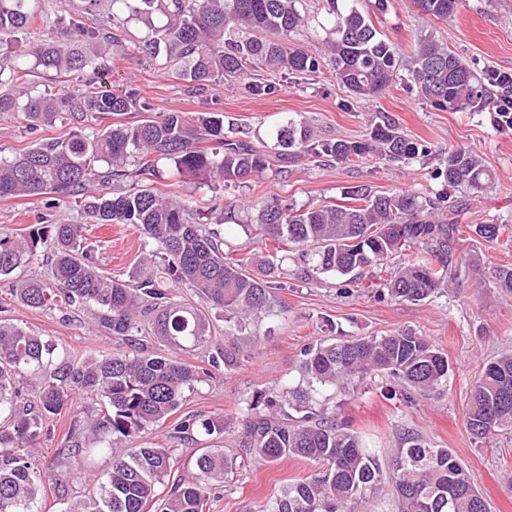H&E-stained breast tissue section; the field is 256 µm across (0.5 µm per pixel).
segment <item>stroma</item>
Listing matches in <instances>:
<instances>
[{"mask_svg":"<svg viewBox=\"0 0 512 512\" xmlns=\"http://www.w3.org/2000/svg\"><path fill=\"white\" fill-rule=\"evenodd\" d=\"M375 25L385 38L404 48L416 32L429 30L465 58L512 70V0H464L445 21L419 15L413 0H388L387 12ZM265 79L274 84V93L253 96L250 81ZM132 87L160 112H223L225 120L245 125L257 145L267 141L271 124L286 114L306 117L320 137L353 140L365 134L376 114L383 113L405 134L425 140L430 149L429 155L407 164H319L300 159L286 176L270 170L216 191L184 184L183 194L201 210L212 207L218 197L256 201L278 196L300 205L318 200L337 203L347 188L356 186L375 194L412 188L431 197L442 190L434 174L444 152L464 146L484 158L492 177L480 192H455V199L464 205L463 223H512V129L501 126L496 113L437 111L398 83L376 100H359L339 85L327 66L297 84L259 70L247 78L216 81L198 94L185 83L170 80L154 62L115 53L110 88L121 94ZM86 235L96 247L104 274H128L140 253L135 228L92 224ZM462 249L465 259L455 279L417 304L365 292L340 294L336 277L318 273L298 277L297 255L289 253L268 312L230 330L222 317H214V341L239 348L241 363L203 377L186 392L179 415H223L227 428L222 446L226 453L236 452L243 399L260 390L278 391L281 383L296 378L304 347L332 338L385 336L409 329L430 338L448 357L451 372L440 397L409 403L388 396L391 380L378 376L335 398L318 396L317 409L373 441L387 456L406 430L419 433L430 447L450 449L474 474L491 512H512V431L481 440L465 424L472 386L483 364L497 355L512 354V292L498 288L491 276L494 267L512 266V236L504 234L491 242L476 236ZM6 317L44 340L80 353L127 349L121 340L93 328L89 307L60 312L14 303ZM317 471L316 464L298 458L275 463L245 458L232 481L212 490L205 512H253L287 480Z\"/></svg>","mask_w":512,"mask_h":512,"instance_id":"obj_1","label":"stroma"}]
</instances>
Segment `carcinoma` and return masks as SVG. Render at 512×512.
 <instances>
[{
	"label": "carcinoma",
	"mask_w": 512,
	"mask_h": 512,
	"mask_svg": "<svg viewBox=\"0 0 512 512\" xmlns=\"http://www.w3.org/2000/svg\"><path fill=\"white\" fill-rule=\"evenodd\" d=\"M45 0H0V46L12 54L0 61V114L22 117L26 131L70 127L65 138H38L22 152L0 157V198L48 196L46 208L72 201L83 206L86 224H127L146 238L138 261L125 278L96 265L95 247L85 224L59 219L30 225L25 232L0 227V278L11 279L14 301L31 308L68 310L97 307L94 326L129 344L131 350L84 354L52 345L25 328L0 320V512H37L45 484L62 490L61 512H204L212 482L225 481L237 457L219 446L222 416H186L172 426L175 437L200 434L209 445L197 449L194 470L160 486L177 462L172 448L142 441L181 407L184 392L210 372L149 347L160 340L180 351L209 343L208 311H224L229 321L257 317L271 307L272 278L288 250L298 251L299 275L313 271L342 278L341 289L364 288L379 298L422 302L451 279L449 261L471 228L498 239L503 224H459L458 188L481 191L491 174L483 158L466 147L448 149L436 178L448 191L426 198L414 189L374 195L362 187L346 192L348 204L326 200L297 205L285 200L239 206L215 204L204 213L175 192L170 180H191L209 188L307 157L353 165L405 162L429 148L388 118L369 124L357 140H323L305 118L282 117L272 126V145L255 146L247 132L224 122L222 112H158L131 88L122 96L107 89L114 51L160 62L167 76L195 83L270 71L294 78L320 70L332 74L350 94L371 99L401 81L429 106L444 112H495L512 126V71L478 66L428 33L405 52L385 39L363 11L339 10L326 0L323 55L293 44L309 27L300 0H63L52 18ZM420 15L446 20L462 0H414ZM106 19H100L101 15ZM144 36L126 42L128 23ZM54 27L37 43L27 40L36 27ZM55 82L38 90L35 79ZM136 113L133 122L100 125L106 116ZM216 224H256L273 242L257 271L229 257ZM413 245L425 256L389 265L392 255ZM50 252L44 279L18 278L40 253ZM386 267V283L370 280V269ZM190 289L199 308L181 299ZM241 363L232 347L214 345L209 364L231 370ZM447 356L425 336L398 330L385 336L323 342L301 351L299 382L280 391L256 392L247 401L240 448L264 462L286 457L309 460L320 471L310 480L288 482L257 512H350L353 500L390 485L398 512H490L474 475L448 448H429L403 433L390 458L361 436L313 408L315 396L334 388L346 393L371 375L397 380L403 395L437 397L448 385ZM41 374L34 400L18 402L17 384ZM90 395L99 412L74 420L58 449L76 462L112 443L106 482L84 496H69L68 484L39 459L40 439L63 408ZM466 426L478 439L512 428V354L487 362L474 382Z\"/></svg>",
	"instance_id": "cac0c4a2"
}]
</instances>
